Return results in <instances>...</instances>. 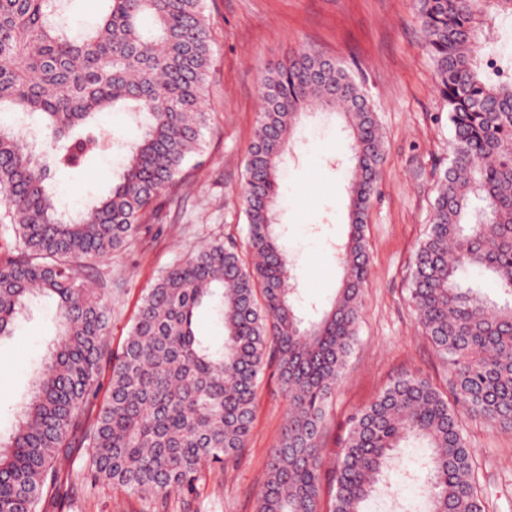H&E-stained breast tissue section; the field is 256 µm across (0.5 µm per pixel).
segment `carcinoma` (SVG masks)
I'll return each mask as SVG.
<instances>
[{"mask_svg": "<svg viewBox=\"0 0 512 512\" xmlns=\"http://www.w3.org/2000/svg\"><path fill=\"white\" fill-rule=\"evenodd\" d=\"M74 0H0V203L18 253L0 262V336L27 301L56 300L59 338L7 439L0 438V512H65L76 480L135 496L152 508L196 495L203 465L236 461L253 424L266 367L276 366L289 406L257 512H366L400 448L429 450L409 471L425 512H486L466 412L512 426V67L479 30L512 0H418L425 47L448 103L449 166L419 245L410 299L448 364L454 403L409 374L358 411L332 469L319 437L325 408L356 341L369 278L365 223L385 144L376 113L342 65L300 49L261 78L258 129L245 165L246 248L221 239L169 267L143 297L122 352L109 358L107 313L79 281L74 258L101 260L128 243L146 209L201 151L212 31L203 0H100L99 20L73 34ZM120 112L129 139L100 122ZM334 112L350 140L342 279L330 307L307 316L295 264L276 222L280 173L298 126ZM46 132L55 166L88 171L123 154L118 182L70 214L22 139L26 119ZM477 274L509 297L487 302ZM208 309L218 347L195 333ZM108 396L95 405L103 367ZM88 449L78 470L71 448Z\"/></svg>", "mask_w": 512, "mask_h": 512, "instance_id": "carcinoma-1", "label": "carcinoma"}]
</instances>
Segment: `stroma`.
<instances>
[{
    "instance_id": "obj_1",
    "label": "stroma",
    "mask_w": 512,
    "mask_h": 512,
    "mask_svg": "<svg viewBox=\"0 0 512 512\" xmlns=\"http://www.w3.org/2000/svg\"><path fill=\"white\" fill-rule=\"evenodd\" d=\"M214 36L203 131L204 155L188 162L179 183L147 210L136 235L102 260H82L79 277L108 311L106 344L121 351L141 298L159 274L205 242L243 240L245 160L261 103V76L290 53L309 49L343 63L373 105L385 140L384 162L366 219L369 281L361 294L357 339L329 399L320 446L335 462L352 416L403 375L448 386V370L422 330L410 301L415 255L425 238L437 184L448 167L452 126L426 50L417 0H204ZM30 149L70 205L112 185L120 156L98 157L93 174L52 164L49 144ZM347 152L339 120L314 116L300 128L284 166L278 222L299 262L305 301L327 305L340 282L336 244L344 232L342 177L334 161ZM56 303L35 299L12 335L0 338V431L10 432L19 405L48 346L59 333ZM288 417L277 376L265 374L251 434L236 465L206 468L191 508L169 512H257L272 451ZM461 426L478 462L487 512H512V428L462 414ZM419 449L400 451L388 493L370 512L417 504L408 479ZM70 512H140L138 498L108 489L78 488Z\"/></svg>"
}]
</instances>
